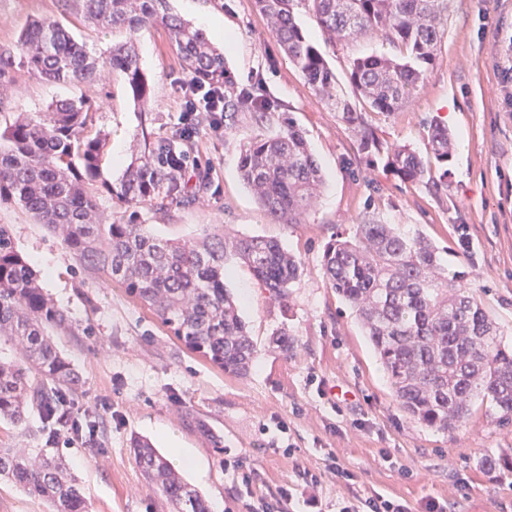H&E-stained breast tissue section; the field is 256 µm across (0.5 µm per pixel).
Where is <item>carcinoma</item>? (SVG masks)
I'll return each instance as SVG.
<instances>
[{
	"instance_id": "obj_1",
	"label": "carcinoma",
	"mask_w": 512,
	"mask_h": 512,
	"mask_svg": "<svg viewBox=\"0 0 512 512\" xmlns=\"http://www.w3.org/2000/svg\"><path fill=\"white\" fill-rule=\"evenodd\" d=\"M103 29H124L128 41L112 47L106 63L122 72L135 103L150 87L133 39L147 25L167 30L183 64L201 83L224 87V107L267 117L270 104L241 91L233 71L204 33L169 11L168 0H60ZM271 32L307 83L333 101L341 120L374 140L361 113L339 93L336 76L322 53L295 21L303 6L331 42H351L382 32L398 47L399 59L368 55L353 60L350 82L362 103L393 112L416 91L436 58L448 20V0H255ZM42 79L81 85L96 76L100 59L76 42L56 20H30L16 44L0 50V85L8 81L15 57ZM94 113L81 97L58 99L47 112H31L0 133V202H10L59 234L80 263L97 267L126 291L154 308L176 338L234 376L246 375L257 346L224 287L227 255L237 257L277 298L300 276L301 263L277 242L261 237H206L174 245L142 224L104 219L91 191L99 177L101 143L87 135ZM181 134L148 145L120 181L106 191L129 207L151 204L160 194L174 198L181 176L169 163L182 155ZM428 142L437 162L428 166L408 147L394 151L393 172L404 181L426 182L448 191L451 137L433 124ZM240 172L261 208L279 224H296L322 184L321 169L301 131L288 124L279 133L257 135L243 145ZM323 270L330 287L355 311L376 350L395 400L413 419L440 430L466 422L480 396L502 422H512V345L474 289L442 265L437 247L391 224L357 225L354 239L325 246ZM65 323L63 311L45 295L38 274L0 225V336L20 345L21 359L0 358V421L21 424L30 407L47 411L56 403L50 383L75 382L69 363L56 351L47 330ZM131 448L144 475L175 512H209L201 491L185 481L168 460L141 437ZM0 479L29 495L51 501L56 512H85L77 478L61 456L0 453Z\"/></svg>"
}]
</instances>
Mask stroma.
Listing matches in <instances>:
<instances>
[{"instance_id": "stroma-1", "label": "stroma", "mask_w": 512, "mask_h": 512, "mask_svg": "<svg viewBox=\"0 0 512 512\" xmlns=\"http://www.w3.org/2000/svg\"><path fill=\"white\" fill-rule=\"evenodd\" d=\"M169 9L223 51L240 86H261L271 118L239 110L222 119L220 130L201 124L185 143L198 165L186 169L177 199L137 208L112 199L106 185L120 181L149 140L172 137L180 114L179 81L187 70L162 26L142 28L136 47L151 86L146 106L135 105L124 74L107 65L80 91L96 109L92 133L105 137L93 186L101 212L174 243L208 234L274 239L298 257L302 273L281 300L240 260L227 258L225 285L257 342L249 373L234 376L189 350L102 269L80 264L49 228L14 204H0V224L66 315L65 326L50 333L78 383L61 392L95 426L99 443L94 450L65 445L33 407L22 425L0 422V450L65 457L87 512H171L130 449L136 436L168 458L177 448L190 452L196 466L184 469L185 479L221 512H245L252 500L271 512H301L309 473L321 478L315 491L321 512L376 492L413 512L430 502L440 512H512V422H499L481 404L452 431L411 419L355 313L322 270L326 243L353 236L361 222L423 234L449 275L476 290L512 342V0H449L445 34L416 93L396 111L365 110L379 143L369 150L281 51L254 0H169ZM35 17L58 20L100 57L126 37L63 10L59 0H0V47L13 45ZM296 19L347 99L356 97L349 81L354 58L395 52L382 34L333 44L308 10L298 9ZM75 92L16 62L0 96V129L18 113L44 111ZM288 121L303 132L323 185L299 223L277 224L243 181L240 151L256 134L277 133ZM436 122L454 140L448 189L438 193L402 181L387 165L388 154L403 145L429 156L427 130ZM459 224L470 240L466 254L455 244ZM282 330L291 342L285 353L271 342ZM233 458L253 470L250 490L225 471ZM333 463L352 480L328 476ZM285 487L297 493L292 502L280 499Z\"/></svg>"}]
</instances>
